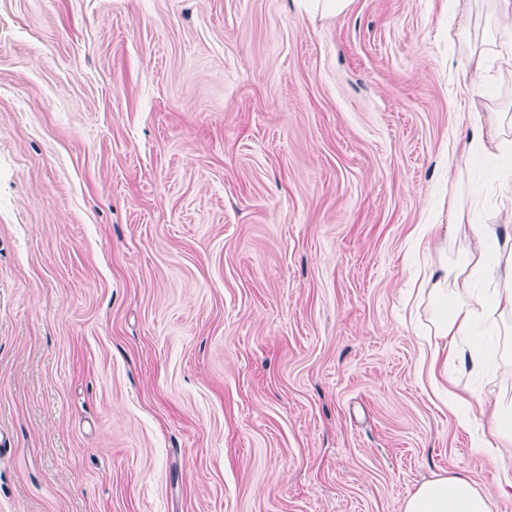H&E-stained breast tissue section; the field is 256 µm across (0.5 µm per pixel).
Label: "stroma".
<instances>
[{
	"instance_id": "stroma-1",
	"label": "stroma",
	"mask_w": 512,
	"mask_h": 512,
	"mask_svg": "<svg viewBox=\"0 0 512 512\" xmlns=\"http://www.w3.org/2000/svg\"><path fill=\"white\" fill-rule=\"evenodd\" d=\"M466 55L456 0H0V512H512L418 372L412 239L512 105ZM468 140L458 156H452L458 184L478 155H498L507 148L512 133L508 112H468ZM403 512H492L491 497L470 477L448 474L422 483Z\"/></svg>"
}]
</instances>
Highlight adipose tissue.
<instances>
[{"label":"adipose tissue","instance_id":"ef3b65f1","mask_svg":"<svg viewBox=\"0 0 512 512\" xmlns=\"http://www.w3.org/2000/svg\"><path fill=\"white\" fill-rule=\"evenodd\" d=\"M491 29L489 43L473 46L461 67L472 95H481L491 59L512 70V0H486ZM468 140L452 164L464 176L475 157L497 155L512 140V114L472 112ZM451 235L435 238L421 226L418 239L429 257L418 285L427 299V334L420 340V364L430 386L447 378L449 364L471 375L483 373L489 363L480 334L489 327L512 321V243H500L495 225L473 224L461 194L449 202ZM456 255H449V245ZM512 447V394L495 399L489 436L482 452L501 458ZM403 512H491V498L470 477L440 476L422 483L405 501Z\"/></svg>","mask_w":512,"mask_h":512}]
</instances>
